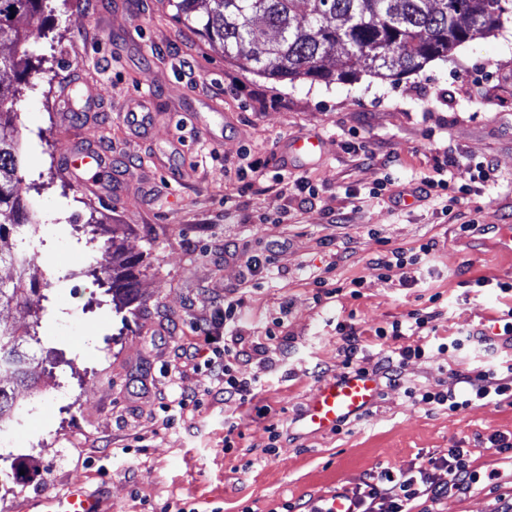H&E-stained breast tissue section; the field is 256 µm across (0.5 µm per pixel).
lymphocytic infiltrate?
<instances>
[{"label":"lymphocytic infiltrate","instance_id":"obj_1","mask_svg":"<svg viewBox=\"0 0 512 512\" xmlns=\"http://www.w3.org/2000/svg\"><path fill=\"white\" fill-rule=\"evenodd\" d=\"M457 164L454 158L439 159L437 176L421 177L416 187L423 198L442 201L441 212L446 216L452 215L456 206L468 200L473 184L492 188L499 182L496 166L488 161H480L474 165L471 183L456 185L453 179L447 178L446 172ZM431 252L432 246L428 243L420 245L418 251L408 257L404 256L402 250L394 249L390 254L371 259L369 265L381 279L396 276L400 281L407 282L412 278L413 268L429 264ZM242 306V299L225 300L223 308L204 319L199 329L206 339L216 343L205 364L216 381L222 383L225 397L245 402L253 398L255 385L237 374L235 362L241 351L238 338L231 335L240 318ZM226 333L230 334L231 340L225 344L221 338ZM453 378V386L437 392H424L422 401L446 407L451 412L478 402L512 404V363L492 371L477 366L454 373ZM445 470L454 472V482L442 480L441 473ZM475 480L476 474L470 465L467 450L452 448L447 454L431 456L405 468H384L371 472L356 487L351 498L355 512H412L413 502L423 498L435 501L452 492H467Z\"/></svg>","mask_w":512,"mask_h":512}]
</instances>
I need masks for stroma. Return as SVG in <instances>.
I'll return each instance as SVG.
<instances>
[{
	"instance_id": "35a3bbf8",
	"label": "stroma",
	"mask_w": 512,
	"mask_h": 512,
	"mask_svg": "<svg viewBox=\"0 0 512 512\" xmlns=\"http://www.w3.org/2000/svg\"><path fill=\"white\" fill-rule=\"evenodd\" d=\"M175 0H47L43 24L27 48L31 60L18 103L19 175L28 211L39 225L34 261L39 279L33 314L12 309L0 319H38L31 388L0 425V512H39L34 502L81 483L101 498V512H309L318 500L351 490L380 467L404 468L460 446L481 476L464 495L429 503L430 512H495L512 498V462L489 448L491 435L512 438V406L475 404L455 413L420 400L472 367L464 348L439 351L455 334L496 338L512 292L471 287L488 277L512 282V255L495 233L460 226L480 209L484 224L512 226V23L456 47L448 57L392 78L361 73L352 82L280 81L241 69ZM493 88L484 100L464 92L474 77ZM79 98L57 109L66 86ZM100 88L95 101L87 87ZM151 96L150 130L124 117ZM362 136L372 161L344 146ZM315 134L326 143L313 160L289 156V140ZM93 144L106 160L75 178L61 162ZM272 170L307 177L315 196L280 185L258 194L238 171L244 152ZM463 156L452 170L470 181V164L491 160L495 189L457 206L411 192L412 178L434 172L440 154ZM395 178L398 201L377 203L369 189ZM283 223H276V216ZM99 221L96 243L80 231ZM114 241L142 259L137 288L124 302L98 288L92 269L109 264ZM434 242L416 282L378 279L371 258ZM272 257L274 278L252 275L250 258ZM362 279L359 297L351 280ZM245 300L235 331L253 348L239 364L255 381L249 402L222 397L164 410L171 389L193 394L214 386L203 366L211 347L193 328ZM441 310L435 334L412 330L400 340L373 336L412 310ZM282 318L277 340L256 351L268 322ZM368 329L364 367L381 368L400 344L431 351L410 360L402 384L383 386L376 405L336 433L302 428L298 416L315 386L342 370L337 323ZM196 344L200 360L180 356ZM269 407L258 417L260 407ZM239 436L225 448L226 425ZM280 438L266 454L269 425ZM29 465L27 483L12 478ZM498 472L490 481V472Z\"/></svg>"
}]
</instances>
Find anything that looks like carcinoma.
<instances>
[{
	"label": "carcinoma",
	"instance_id": "obj_1",
	"mask_svg": "<svg viewBox=\"0 0 512 512\" xmlns=\"http://www.w3.org/2000/svg\"><path fill=\"white\" fill-rule=\"evenodd\" d=\"M46 0H0V70L27 74L26 44L42 23ZM178 0L177 14L194 21L210 40L224 47V58L279 80L348 82L361 72L403 75L448 56L476 34L512 22V0ZM274 36H269V33ZM334 55V69L324 59ZM21 88L0 83V265L16 270V279H0V309L26 307L37 292L36 278L25 280L34 258L18 247L5 248L9 237L36 232L18 176L16 105ZM127 273L112 277V297L135 288ZM30 330L0 320V423L10 418L18 388L31 386Z\"/></svg>",
	"mask_w": 512,
	"mask_h": 512
}]
</instances>
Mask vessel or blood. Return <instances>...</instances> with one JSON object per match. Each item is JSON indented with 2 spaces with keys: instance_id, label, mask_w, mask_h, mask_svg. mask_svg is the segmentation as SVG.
<instances>
[{
  "instance_id": "1",
  "label": "vessel or blood",
  "mask_w": 512,
  "mask_h": 512,
  "mask_svg": "<svg viewBox=\"0 0 512 512\" xmlns=\"http://www.w3.org/2000/svg\"><path fill=\"white\" fill-rule=\"evenodd\" d=\"M324 151L323 139L298 138L289 141L288 152L296 156L314 157ZM65 166L72 171L87 173L100 169L97 153L72 150L63 155ZM379 377L369 370L341 373L322 380L312 391L299 415L302 425L317 433H331L338 426L357 419L378 399ZM45 512H99L94 494L83 485H71L65 494L46 500Z\"/></svg>"
}]
</instances>
